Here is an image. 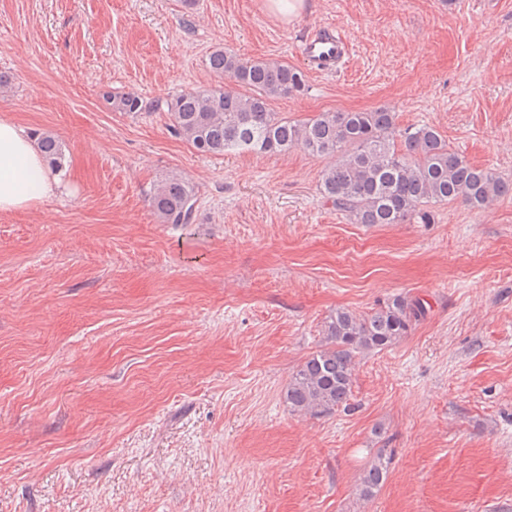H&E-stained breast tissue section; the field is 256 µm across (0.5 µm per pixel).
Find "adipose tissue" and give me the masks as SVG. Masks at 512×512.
Wrapping results in <instances>:
<instances>
[{"label":"adipose tissue","mask_w":512,"mask_h":512,"mask_svg":"<svg viewBox=\"0 0 512 512\" xmlns=\"http://www.w3.org/2000/svg\"><path fill=\"white\" fill-rule=\"evenodd\" d=\"M60 186L25 128L0 119V212L23 209Z\"/></svg>","instance_id":"obj_1"}]
</instances>
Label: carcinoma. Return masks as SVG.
<instances>
[{
    "mask_svg": "<svg viewBox=\"0 0 512 512\" xmlns=\"http://www.w3.org/2000/svg\"><path fill=\"white\" fill-rule=\"evenodd\" d=\"M206 65L243 91L215 87L166 100L174 136L201 156L286 154L300 148L326 157L330 162L321 171L320 193L353 224H429V205L459 202L479 211L512 196V181L469 163L436 127L401 128L388 109L321 112L303 120L280 116L271 101L308 88L305 72L297 67L272 59L244 61L222 48L207 56ZM107 103L114 112L149 111L131 93H113ZM37 146L48 165L63 167V145L54 134H41ZM147 196L161 223H192L196 189L183 176L154 184ZM426 314L421 300L401 295L366 315L341 308L331 312L324 321L326 346L291 375L284 393L288 410L313 415L351 410L356 357L393 344ZM389 464L384 450H378L359 479L360 497L377 492Z\"/></svg>",
    "mask_w": 512,
    "mask_h": 512,
    "instance_id": "carcinoma-1",
    "label": "carcinoma"
}]
</instances>
